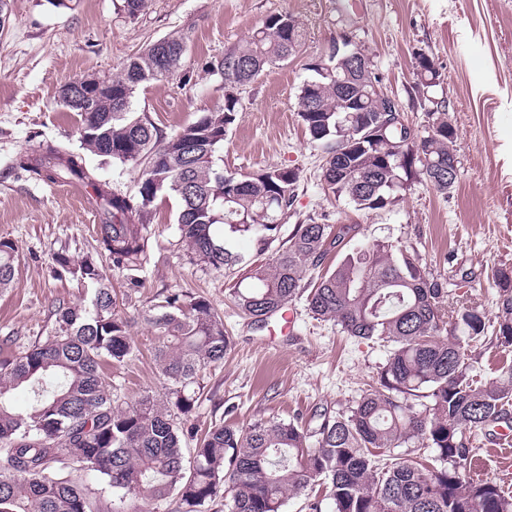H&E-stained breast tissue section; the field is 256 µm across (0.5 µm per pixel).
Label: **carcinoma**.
I'll return each instance as SVG.
<instances>
[{"mask_svg":"<svg viewBox=\"0 0 512 512\" xmlns=\"http://www.w3.org/2000/svg\"><path fill=\"white\" fill-rule=\"evenodd\" d=\"M303 29L288 13L267 17L243 43L205 70L224 78V106L168 135L146 112L131 110L135 90L175 73L186 52L181 36L163 39L168 52L149 46L108 78L80 77L87 91L107 87L92 112L63 105L80 117L82 148L142 167L136 195L100 182L83 158L48 143L16 167L48 182L90 189L101 217V250L112 267L130 272L148 261V225L157 197L180 200V241L193 264L231 269L239 257L224 246L225 232L265 249L293 204L298 170L270 167L255 175L231 173L217 162L229 128L243 108L239 87L295 55ZM332 57L303 84L298 113L310 141L327 148L326 187L359 210H382L419 180L446 194L448 164L457 159L448 102L431 95L440 74L431 57L415 54L416 90L432 104L423 136L393 131L371 141L365 134L386 106L371 60L352 68ZM244 64L230 75L224 58ZM344 238L330 224H299L288 245L251 267L232 297L256 323L306 295L314 317L334 321L361 340L391 345L377 378L344 411L316 412L308 422L256 420L245 426L219 422L196 439L186 456L175 419L198 405L199 374L220 364L231 347L224 321L211 302L189 292L171 293L143 316L156 332L154 360L164 398L145 395L115 405L103 366L134 352L131 320L119 310L93 257L74 263L55 257L57 273L87 288L79 307L55 310L52 335L21 351L0 340V512H96L87 494L51 472L70 460L98 473L112 488V512H148L173 501L172 512H205L224 492L227 512H283L290 496L316 485L330 489L334 512H512V494L491 478L470 474L474 449L466 434L512 421V368L476 378L466 345L486 339V316L473 307L442 308L443 287L417 252L374 240L348 254L317 280L319 262ZM16 248L0 241V288L15 282ZM500 290L492 339L512 348V271L498 268ZM31 394L17 408L12 391Z\"/></svg>","mask_w":512,"mask_h":512,"instance_id":"obj_1","label":"carcinoma"}]
</instances>
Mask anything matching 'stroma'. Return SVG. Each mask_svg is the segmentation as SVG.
Returning <instances> with one entry per match:
<instances>
[{
	"mask_svg": "<svg viewBox=\"0 0 512 512\" xmlns=\"http://www.w3.org/2000/svg\"><path fill=\"white\" fill-rule=\"evenodd\" d=\"M350 13L385 94L399 105L404 123L425 135L428 109L414 88L413 56L426 52L442 75L443 96L458 130V176L451 193L415 182L403 199L384 210L355 208L334 196L322 179L324 148L310 143L297 111L311 67L328 54ZM291 14L305 33L295 56L240 87L243 115L228 132L224 170L257 174L269 167L298 169L294 205L268 248L227 236L243 261L233 269L192 264L179 242V200L158 197L147 229L149 261L130 274L104 263L109 288L132 318L133 355L111 367L112 397L131 403L162 396L164 384L152 351L155 332L146 311L173 292L210 300L223 317L232 347L223 363L204 369L202 399L184 429L205 432L222 420L244 425L257 419L308 421L314 411L345 410L377 376L388 349L342 334L333 322L312 317L304 301L289 309L292 332L279 322L258 326L239 313L231 289L251 264L271 259L298 224L315 219L349 232L322 260L334 268L353 247L382 239L417 252L440 281L446 306H472L495 317L499 290L493 269L512 270V0H147L128 16L123 0H10L0 31V240L17 248V281L0 289V337L17 349L53 334L55 309L85 301L83 286L55 271L54 258L72 261L99 250V218L62 183L16 173V156L45 142L82 151L75 113L57 91L79 76L107 77L132 55L172 34L187 51L177 71L140 86L132 109L148 112L171 134L224 104V80L203 65L243 43L268 16ZM87 165L112 188L136 194L140 167L86 154ZM138 285H131V277ZM495 429L469 434L475 447L474 477L492 478L512 491V459L495 451Z\"/></svg>",
	"mask_w": 512,
	"mask_h": 512,
	"instance_id": "35a3bbf8",
	"label": "stroma"
}]
</instances>
